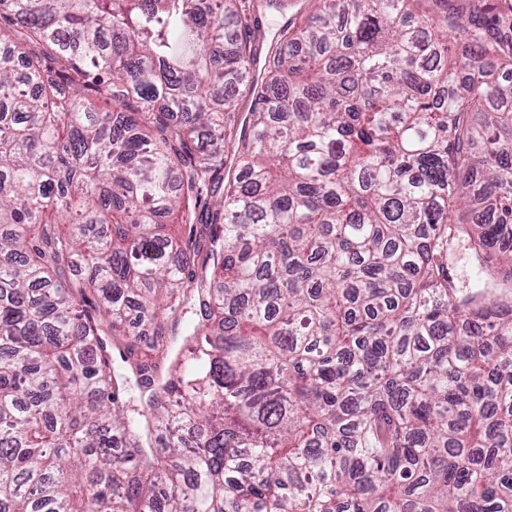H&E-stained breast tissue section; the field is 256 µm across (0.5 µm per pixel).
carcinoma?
<instances>
[{
  "label": "carcinoma",
  "instance_id": "cac0c4a2",
  "mask_svg": "<svg viewBox=\"0 0 512 512\" xmlns=\"http://www.w3.org/2000/svg\"><path fill=\"white\" fill-rule=\"evenodd\" d=\"M1 13L0 512H512V0ZM259 22V30L256 31L254 34L252 32L248 40L251 41L253 46L258 48V52L260 54L259 67H261L264 63L266 50L273 41L279 23L275 19L263 16L259 17ZM148 353L149 352H148L147 347L144 344H141L136 348L134 360H130L129 363H121V361L118 358V361H117V363L119 364L118 366L120 367L121 371L126 373L130 377V380H131L127 387V391L125 393V399L127 400V402H129L130 405L133 406V408H136V409H140L139 398L141 395V390L137 386V384L135 382V377L132 374V368L134 369V364H132V367L130 366V364L132 361L138 362V361H136V359L142 358L144 360L145 354H148Z\"/></svg>",
  "mask_w": 512,
  "mask_h": 512
}]
</instances>
